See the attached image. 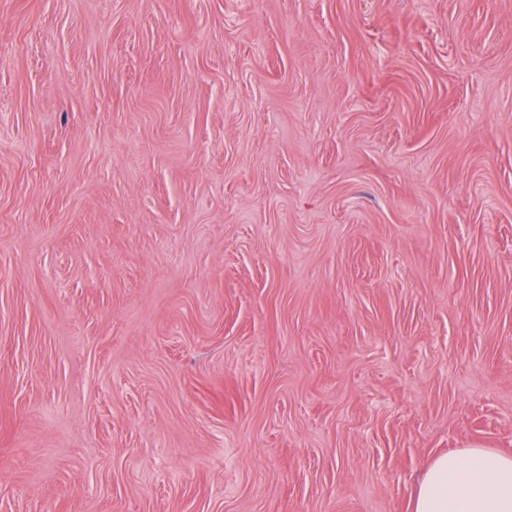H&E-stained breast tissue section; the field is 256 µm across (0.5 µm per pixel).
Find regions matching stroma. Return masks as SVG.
<instances>
[{"label":"stroma","instance_id":"1","mask_svg":"<svg viewBox=\"0 0 512 512\" xmlns=\"http://www.w3.org/2000/svg\"><path fill=\"white\" fill-rule=\"evenodd\" d=\"M512 454V0H0V512H410Z\"/></svg>","mask_w":512,"mask_h":512}]
</instances>
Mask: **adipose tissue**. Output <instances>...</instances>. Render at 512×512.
<instances>
[{
    "mask_svg": "<svg viewBox=\"0 0 512 512\" xmlns=\"http://www.w3.org/2000/svg\"><path fill=\"white\" fill-rule=\"evenodd\" d=\"M412 512H512V455L475 445L439 455L419 484Z\"/></svg>",
    "mask_w": 512,
    "mask_h": 512,
    "instance_id": "obj_1",
    "label": "adipose tissue"
}]
</instances>
